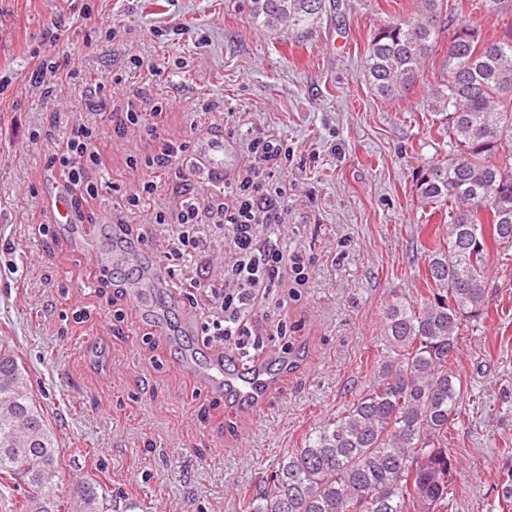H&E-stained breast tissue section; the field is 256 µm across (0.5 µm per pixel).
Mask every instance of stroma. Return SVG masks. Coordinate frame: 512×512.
<instances>
[{
	"label": "stroma",
	"instance_id": "stroma-1",
	"mask_svg": "<svg viewBox=\"0 0 512 512\" xmlns=\"http://www.w3.org/2000/svg\"><path fill=\"white\" fill-rule=\"evenodd\" d=\"M415 6L325 0L318 23L297 34L254 25L248 0H0V346L21 357L56 436L57 495L93 483L104 512L117 491L134 512H240L239 490L369 383L384 312L422 292L420 246L440 225L415 188L444 150L425 85L385 100L363 76L374 29ZM136 55L144 67L132 65ZM41 61L50 71L39 82ZM96 86L115 111L160 102L166 120L156 138L100 125L106 167L84 174L99 193L82 204L84 224H54L49 158L72 125L91 122L82 93ZM216 133L238 150L256 133L287 143L280 233L310 264L306 285L273 290L284 307L253 312L263 352L244 360L224 347L227 368L284 367L254 414L180 366L181 321L198 326L206 315L180 288L162 284L143 305L125 285L139 269L114 263L110 279L92 274L118 214L109 183L132 193L142 178L130 157ZM187 189L204 205L214 193L174 163L151 205L177 213ZM123 216L148 263L164 262L162 227L143 210ZM489 266V317L463 334L467 398L447 444L463 467L448 512H512L502 497L512 475V249L493 250Z\"/></svg>",
	"mask_w": 512,
	"mask_h": 512
}]
</instances>
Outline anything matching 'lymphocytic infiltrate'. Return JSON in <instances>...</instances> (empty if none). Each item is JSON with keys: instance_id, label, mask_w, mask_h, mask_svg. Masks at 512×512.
<instances>
[{"instance_id": "lymphocytic-infiltrate-1", "label": "lymphocytic infiltrate", "mask_w": 512, "mask_h": 512, "mask_svg": "<svg viewBox=\"0 0 512 512\" xmlns=\"http://www.w3.org/2000/svg\"><path fill=\"white\" fill-rule=\"evenodd\" d=\"M85 96L93 115L111 122L115 131L137 127L156 134L162 106H154L148 113L133 108L111 112L97 91H86ZM94 133V127L85 124L71 129L63 147L52 154L49 163L70 190H84L91 198L97 195L98 188L83 184V170L104 164ZM192 151L187 140L166 143L160 154L142 163L143 177L137 193L126 195L120 185H113L112 191L120 195L123 210L143 207L154 195L159 173ZM245 152L247 162L243 170L234 179L223 180L209 206L200 207L190 199L176 216L160 209L152 215L153 224L172 227L169 254L184 266L203 268L216 236L222 238L225 251L232 256L219 277L206 276L189 283V301L201 299L221 311L219 317L203 326L204 341L208 344L249 335L247 321L259 300L271 289L280 287L285 278L301 285L308 275L302 257L289 251L279 234L288 193L277 174L288 161L287 144L269 136H255L248 141Z\"/></svg>"}]
</instances>
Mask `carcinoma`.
<instances>
[{"mask_svg":"<svg viewBox=\"0 0 512 512\" xmlns=\"http://www.w3.org/2000/svg\"><path fill=\"white\" fill-rule=\"evenodd\" d=\"M464 2L419 0L415 15L373 32L364 61L371 89L394 99L423 82L426 61L443 52L429 107L448 152L428 162L416 192L448 214V236L423 248L424 295L385 311L369 384L244 493L242 512H447L459 469L446 442L464 400L460 340L488 316L491 250L512 248V25L486 35L460 23ZM474 2L512 13V0ZM322 8V0H249L252 22L270 30H307ZM58 464L19 357L1 348L0 479L26 492L5 512H100L93 485L76 501L53 493Z\"/></svg>","mask_w":512,"mask_h":512,"instance_id":"carcinoma-1","label":"carcinoma"}]
</instances>
